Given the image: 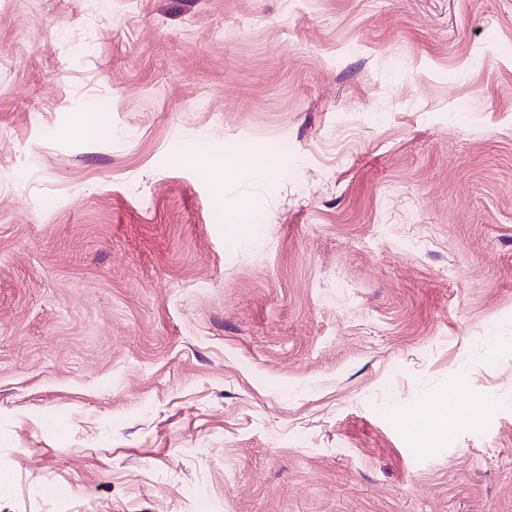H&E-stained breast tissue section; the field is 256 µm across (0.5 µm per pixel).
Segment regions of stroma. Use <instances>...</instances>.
Masks as SVG:
<instances>
[{
  "mask_svg": "<svg viewBox=\"0 0 512 512\" xmlns=\"http://www.w3.org/2000/svg\"><path fill=\"white\" fill-rule=\"evenodd\" d=\"M0 512H512V0H0Z\"/></svg>",
  "mask_w": 512,
  "mask_h": 512,
  "instance_id": "stroma-1",
  "label": "stroma"
}]
</instances>
